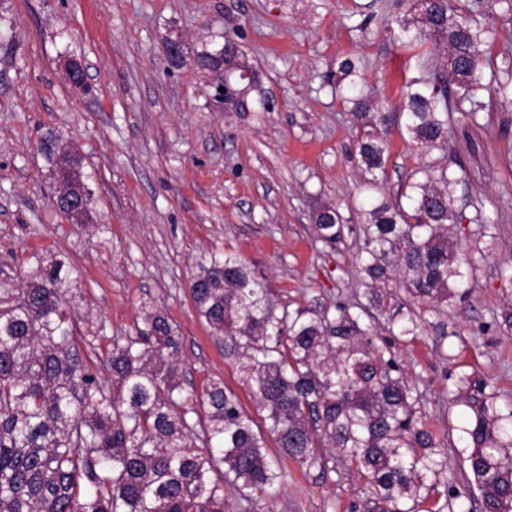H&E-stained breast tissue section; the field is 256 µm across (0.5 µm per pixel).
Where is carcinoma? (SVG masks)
Wrapping results in <instances>:
<instances>
[{
	"mask_svg": "<svg viewBox=\"0 0 512 512\" xmlns=\"http://www.w3.org/2000/svg\"><path fill=\"white\" fill-rule=\"evenodd\" d=\"M491 13L512 25V0H431L395 19L410 57L425 60L443 44L446 56L404 85L392 112L363 93L358 59L327 75L362 121L358 154L368 173L385 171L380 126L404 124L428 153L450 145L455 122L476 123L493 103H512V51L496 48ZM221 45L236 60L240 44L227 32L195 51L193 66L215 72ZM237 87L231 111L248 112L253 100L273 111L257 73ZM64 148L52 130L39 142L48 177L68 189H55L58 212L82 225L95 207L90 176ZM470 208L477 242L494 243L495 219L465 177L444 167L427 165L423 181L409 177L395 200L368 196L357 209L361 298L332 313L278 310L264 278L235 254L197 265L196 315L224 340L265 412L263 429L222 379L199 396L183 386L179 332L159 309L142 305L136 334L113 338L100 369L76 340V268L38 258L20 288L0 268V512H226V487L250 503L281 482L270 438L307 468L325 467L324 448L334 449L365 483L358 512H419L435 491L459 500L474 489L482 512H512V410L502 412L494 383L475 371L453 379L448 404L474 486L440 491L445 445L425 428L423 397L394 351V342L422 335L425 314H440L465 277L469 257L454 251L448 232ZM341 221L335 208L316 211V240L340 241ZM196 401L206 407L199 431Z\"/></svg>",
	"mask_w": 512,
	"mask_h": 512,
	"instance_id": "carcinoma-1",
	"label": "carcinoma"
}]
</instances>
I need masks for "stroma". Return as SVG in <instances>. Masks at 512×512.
<instances>
[{"mask_svg":"<svg viewBox=\"0 0 512 512\" xmlns=\"http://www.w3.org/2000/svg\"><path fill=\"white\" fill-rule=\"evenodd\" d=\"M410 0H0V267L30 269L57 254L80 273L77 327L100 334L87 360L101 363L116 336L135 334L142 304L178 328L181 359L195 389L223 379L255 420L264 414L239 380L224 344L195 313L191 277L213 252L238 253L263 275L288 311L334 308L360 293L358 193L368 175L354 155L358 121L323 76L357 57L371 101L398 102L405 75L424 72L404 57L383 21ZM369 20L368 33L358 24ZM236 29L247 63L277 102L274 111L224 112L192 66L168 69L165 40L201 48ZM80 61L84 87L65 63ZM85 158L96 201L91 223L65 220L38 152L47 129ZM379 177L396 194L421 161L404 127L388 135ZM457 157L497 239L475 248V225L449 239L470 257L469 275L445 312L400 352L426 404L425 422L448 442V482L473 478L448 427V376L461 368L492 379L512 403V105L457 125L444 163ZM339 208L343 238L316 241L313 216ZM283 478L256 512H353L364 483L340 462L307 469L269 446Z\"/></svg>","mask_w":512,"mask_h":512,"instance_id":"1","label":"stroma"}]
</instances>
